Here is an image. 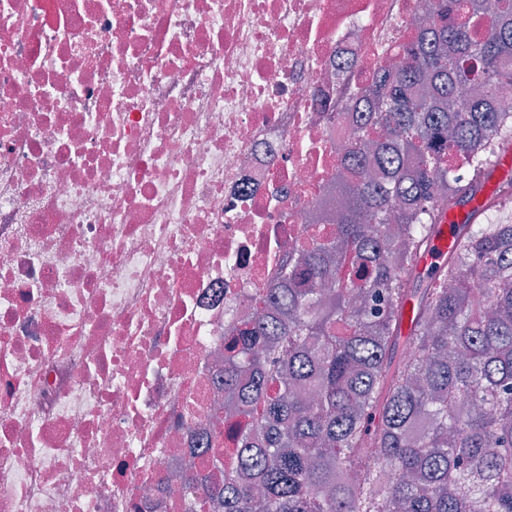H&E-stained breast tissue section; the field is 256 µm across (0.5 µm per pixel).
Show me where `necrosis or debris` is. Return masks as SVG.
Listing matches in <instances>:
<instances>
[{
	"label": "necrosis or debris",
	"instance_id": "obj_1",
	"mask_svg": "<svg viewBox=\"0 0 512 512\" xmlns=\"http://www.w3.org/2000/svg\"><path fill=\"white\" fill-rule=\"evenodd\" d=\"M419 7L0 0V512H216L228 328Z\"/></svg>",
	"mask_w": 512,
	"mask_h": 512
}]
</instances>
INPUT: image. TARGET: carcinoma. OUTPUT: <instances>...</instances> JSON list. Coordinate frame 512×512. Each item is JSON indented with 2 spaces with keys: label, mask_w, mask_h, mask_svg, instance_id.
I'll use <instances>...</instances> for the list:
<instances>
[{
  "label": "carcinoma",
  "mask_w": 512,
  "mask_h": 512,
  "mask_svg": "<svg viewBox=\"0 0 512 512\" xmlns=\"http://www.w3.org/2000/svg\"><path fill=\"white\" fill-rule=\"evenodd\" d=\"M422 8L404 65L355 99L368 122L333 227L310 225L271 306L224 345L247 423L211 459L222 512H512V177L412 278L512 148V0ZM483 196L474 201L457 207L453 213L445 218L442 224H438L434 234L431 249L421 257L417 266V272L432 271L436 266L444 263L452 250L459 235L461 224L473 222L482 206Z\"/></svg>",
  "instance_id": "carcinoma-1"
}]
</instances>
